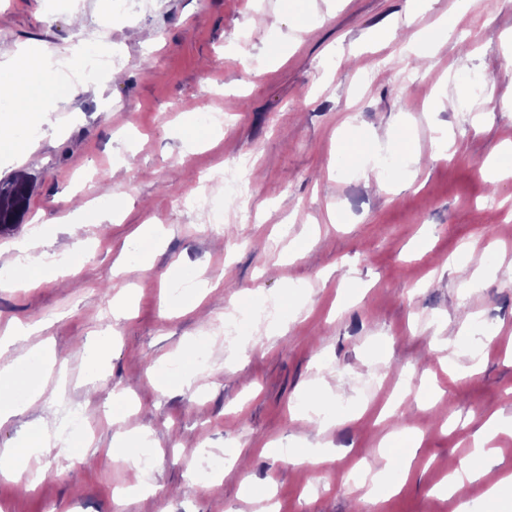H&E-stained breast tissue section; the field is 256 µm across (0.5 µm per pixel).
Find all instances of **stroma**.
<instances>
[{
	"label": "stroma",
	"mask_w": 512,
	"mask_h": 512,
	"mask_svg": "<svg viewBox=\"0 0 512 512\" xmlns=\"http://www.w3.org/2000/svg\"><path fill=\"white\" fill-rule=\"evenodd\" d=\"M405 4L149 0L106 17L97 0H0V58L91 44L124 72L77 94L53 86L24 160L0 153V180H34L22 224L0 234L1 259L22 238L36 255L72 250L67 221L87 214L83 268L64 287L0 286V336L42 325L26 352L0 351V368L26 353L69 360L66 380L51 371L10 394L11 406L41 396L0 424V449L34 421L57 430L67 406L91 432L32 457L46 470L34 490L0 478V512H266L268 501L276 512H485L484 483L453 495L441 485L489 417L512 418V286L493 274L512 263V112L500 106L512 97L500 41L512 0L473 7L421 66L393 25ZM259 12L267 24L251 28ZM210 110L224 113L221 131H183ZM439 128L453 147L436 159ZM348 146L403 162L379 183L338 165ZM492 156L501 177L485 169ZM239 158L255 171L247 205L213 229L203 211L224 204L214 176ZM113 195L119 215L96 222L90 210ZM142 224L163 225V242L133 245ZM189 277L202 287L170 293ZM236 302L255 316L240 346L218 334ZM116 391L134 408L112 419ZM306 397L329 398L340 425L303 421ZM411 426L413 478L382 505L358 500L351 461L378 468L382 437L400 455ZM123 437L152 462L149 492L128 499L118 493L134 472L110 452ZM273 443L330 454L312 469L264 454Z\"/></svg>",
	"instance_id": "stroma-1"
}]
</instances>
